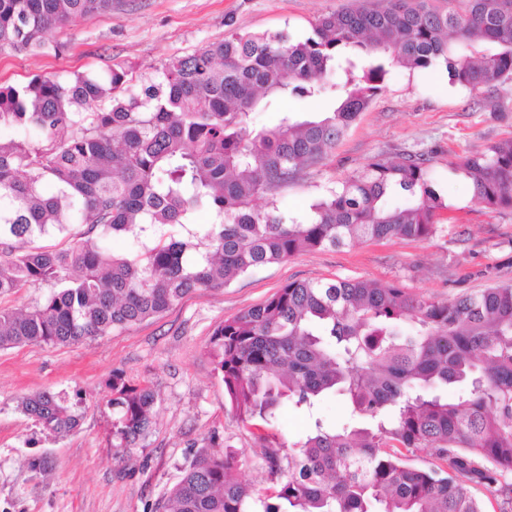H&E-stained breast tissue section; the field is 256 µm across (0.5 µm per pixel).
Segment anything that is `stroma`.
I'll return each instance as SVG.
<instances>
[{
	"label": "stroma",
	"mask_w": 512,
	"mask_h": 512,
	"mask_svg": "<svg viewBox=\"0 0 512 512\" xmlns=\"http://www.w3.org/2000/svg\"><path fill=\"white\" fill-rule=\"evenodd\" d=\"M350 0H112V8L57 29L58 51L0 50V84L72 77L123 67L130 91L160 82L169 62L241 33L311 36L317 19ZM512 138V80L477 95L452 84L445 68L392 69L369 107L318 164L277 189L292 215L374 159L423 153L445 203L436 233L423 241H366L299 253L221 288H201L159 317L71 346L0 349V512H151L208 443L223 440L240 479L269 487L264 436L294 446L308 414L282 409L272 424L241 423L210 355L214 328L292 281L352 279L396 284L448 300L512 284V209L472 198L459 170L466 157ZM155 395V426L129 448L112 439L106 385L113 372ZM51 391L75 402L79 427L42 430L19 409Z\"/></svg>",
	"instance_id": "obj_1"
}]
</instances>
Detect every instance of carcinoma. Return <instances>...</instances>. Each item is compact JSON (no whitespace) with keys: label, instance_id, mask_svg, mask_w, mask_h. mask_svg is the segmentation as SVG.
Segmentation results:
<instances>
[{"label":"carcinoma","instance_id":"obj_1","mask_svg":"<svg viewBox=\"0 0 512 512\" xmlns=\"http://www.w3.org/2000/svg\"><path fill=\"white\" fill-rule=\"evenodd\" d=\"M112 0H0V49L38 53L72 17ZM444 64L471 92L512 79V0H368L321 16L304 40L241 34L165 66L160 85L127 90V72L0 85V301L47 284L43 300L0 304V349L69 346L157 317L197 288L356 241L425 240L445 208L426 158L369 162L309 205L282 213L280 186L336 146L395 66ZM334 108L250 125L261 104L327 92ZM474 198L512 208V139L466 158ZM265 200L258 208L255 201ZM198 210L218 221L195 224ZM86 229L66 249L37 239ZM135 229L136 246L111 239ZM216 370L236 419L270 423L285 404L338 395L357 420H316L299 446L267 447L260 490L237 461L206 450L154 512H484L474 494H512V285L439 301L394 284L292 281L218 324ZM108 388L115 447L152 428L155 394L119 372ZM21 410L62 436L79 418L43 392ZM434 462L418 468L407 453Z\"/></svg>","mask_w":512,"mask_h":512}]
</instances>
